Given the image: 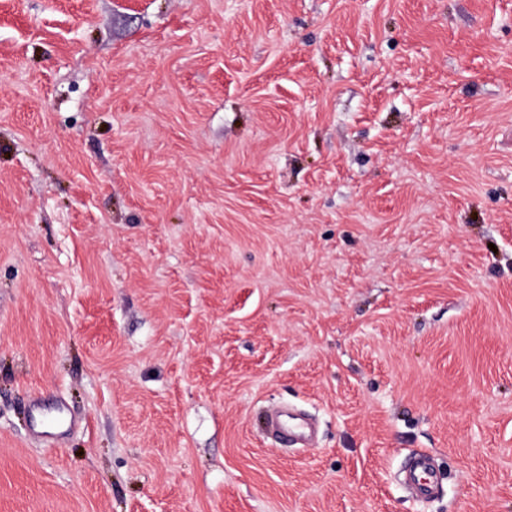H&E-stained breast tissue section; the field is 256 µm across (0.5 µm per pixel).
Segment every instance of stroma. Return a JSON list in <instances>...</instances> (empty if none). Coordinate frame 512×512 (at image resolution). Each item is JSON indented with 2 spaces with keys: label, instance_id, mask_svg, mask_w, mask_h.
I'll use <instances>...</instances> for the list:
<instances>
[{
  "label": "stroma",
  "instance_id": "obj_1",
  "mask_svg": "<svg viewBox=\"0 0 512 512\" xmlns=\"http://www.w3.org/2000/svg\"><path fill=\"white\" fill-rule=\"evenodd\" d=\"M0 512H512V0H0ZM268 425L286 443L304 440L307 437L308 424L297 416L271 414ZM408 487L419 498L429 499L437 490L438 480L431 466L427 452L417 453L405 470Z\"/></svg>",
  "mask_w": 512,
  "mask_h": 512
}]
</instances>
